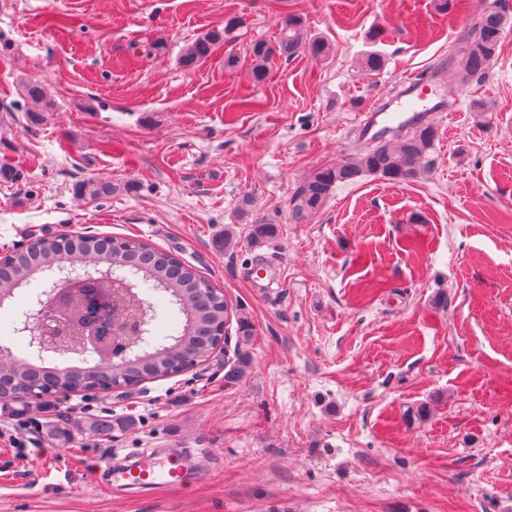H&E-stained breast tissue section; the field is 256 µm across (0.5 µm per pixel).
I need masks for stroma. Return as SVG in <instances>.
<instances>
[{
    "label": "stroma",
    "mask_w": 512,
    "mask_h": 512,
    "mask_svg": "<svg viewBox=\"0 0 512 512\" xmlns=\"http://www.w3.org/2000/svg\"><path fill=\"white\" fill-rule=\"evenodd\" d=\"M492 8L509 19L494 68L434 119L418 178L339 185L295 223L300 182L364 150L359 112ZM291 14L330 55L273 58L254 83L253 43ZM234 16L228 41L182 66ZM369 52L382 70L363 67ZM33 79L55 104L37 122ZM510 117L512 0H0V162L13 171L0 255L46 233L141 239L193 265L254 329L233 382L228 345L48 416L0 405V421L43 422L34 461L0 443V512H512ZM91 179L114 192L84 196ZM259 221L278 232L256 250ZM259 253L276 262L272 300L245 276ZM97 418L117 430L99 435ZM176 447L202 460L185 489L96 483L131 450ZM240 21L237 19H230L224 25V30H213L206 33L204 36L196 39L191 44L187 45L181 56V63L185 67L195 65L197 62L209 57L214 47L224 42L230 34L238 28Z\"/></svg>",
    "instance_id": "stroma-1"
}]
</instances>
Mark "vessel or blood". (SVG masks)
<instances>
[{"label": "vessel or blood", "instance_id": "vessel-or-blood-1", "mask_svg": "<svg viewBox=\"0 0 512 512\" xmlns=\"http://www.w3.org/2000/svg\"><path fill=\"white\" fill-rule=\"evenodd\" d=\"M433 80L429 72L415 76L406 83L402 95L390 97L360 114L357 121L360 137L369 142L387 136L398 126L413 125L436 116L441 99ZM195 459V454L182 448L162 456L144 449L136 451L128 464L114 470L107 489L139 493L183 487L192 479Z\"/></svg>", "mask_w": 512, "mask_h": 512}]
</instances>
